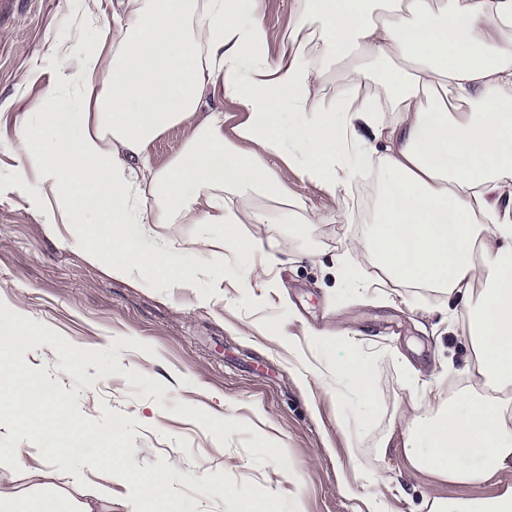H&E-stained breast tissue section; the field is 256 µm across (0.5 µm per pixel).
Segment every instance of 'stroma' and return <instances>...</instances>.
<instances>
[{"label":"stroma","mask_w":512,"mask_h":512,"mask_svg":"<svg viewBox=\"0 0 512 512\" xmlns=\"http://www.w3.org/2000/svg\"><path fill=\"white\" fill-rule=\"evenodd\" d=\"M71 7L72 0H0V302L77 347L106 350L120 371L102 377L87 365L93 383L84 385L46 343L25 351L26 364L45 368L83 416L99 422L109 409L131 417L132 462L142 469L166 460L176 473L170 487L191 512H230L221 495L195 488L221 471L236 487L250 481L301 499L304 512H362L373 495L389 512H429L437 499L511 491L512 475L456 484L413 469L402 449L379 447L402 432L423 393L431 404L420 417L446 410L460 370L475 358L461 319L448 314L447 295L384 282L373 267L370 287L337 277V256L369 229L374 188L365 180L351 183L341 212L327 193L289 173V192L327 214L326 223L239 225L242 235L290 242L262 302L242 287L230 259L224 280L202 275L189 288L112 277L88 262L70 225L44 223L29 209L28 189L12 178L10 146L21 119L34 118L69 68L49 43L83 49ZM262 8L270 51L279 53L305 0H263ZM265 324L281 328L289 345L263 336ZM351 350L376 361L367 405L346 383L321 388L300 372ZM130 369L164 384L162 398L129 383ZM225 415L235 426L229 437L218 425ZM375 473L382 483L371 482Z\"/></svg>","instance_id":"stroma-1"}]
</instances>
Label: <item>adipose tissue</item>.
<instances>
[{
	"label": "adipose tissue",
	"mask_w": 512,
	"mask_h": 512,
	"mask_svg": "<svg viewBox=\"0 0 512 512\" xmlns=\"http://www.w3.org/2000/svg\"><path fill=\"white\" fill-rule=\"evenodd\" d=\"M75 9L84 49L52 44L71 72L12 145L15 183L38 184L31 210L73 225L88 260L113 276L187 288L224 250L247 284L254 257L275 264L288 243L239 235L237 224L325 220L291 199L282 170L340 202L370 164L381 185L375 224L350 245L358 260L342 263L343 274L361 280L370 260L392 283L466 296L475 356L466 376L483 383L459 390L434 419H415L404 454L460 484L512 472V0H305L288 23L290 49L277 55L262 0H124L108 38L91 25L101 0H75ZM324 60L346 66L331 96ZM373 61L396 67L381 76ZM364 85L372 95L361 100ZM208 91L247 112L235 139L224 136L223 113L204 111ZM383 98L394 122L377 106ZM175 126L185 129L183 150L153 168L150 145ZM153 224H219L224 236L141 249ZM375 371L351 352L312 376L321 387L347 378L368 402ZM0 512L94 507L38 482L17 490L0 472Z\"/></svg>",
	"instance_id": "obj_1"
}]
</instances>
